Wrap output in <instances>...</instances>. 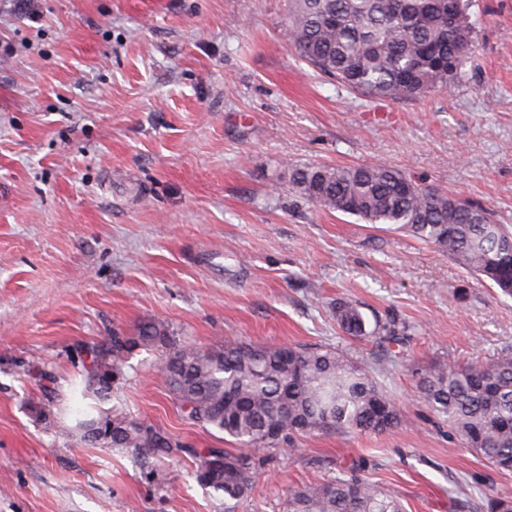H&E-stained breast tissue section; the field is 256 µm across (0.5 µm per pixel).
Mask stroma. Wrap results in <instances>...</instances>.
I'll list each match as a JSON object with an SVG mask.
<instances>
[{"label":"stroma","mask_w":512,"mask_h":512,"mask_svg":"<svg viewBox=\"0 0 512 512\" xmlns=\"http://www.w3.org/2000/svg\"><path fill=\"white\" fill-rule=\"evenodd\" d=\"M289 0H0V512H287L291 487L350 472L406 512L512 495L418 398L440 360L512 351V297L405 231L317 208L295 167L377 162L512 226V0H472L475 46L447 89L366 101L288 45ZM384 433L294 436L232 507L193 470L222 433L182 413L159 353L128 360L114 404L183 444L144 479L81 441L89 351L145 320L183 341L336 348L377 368ZM69 393L58 417L47 383ZM335 318L338 327L347 334L355 337L369 336L366 322L356 305L342 303L336 307Z\"/></svg>","instance_id":"stroma-1"}]
</instances>
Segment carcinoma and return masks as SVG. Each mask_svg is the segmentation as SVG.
Returning <instances> with one entry per match:
<instances>
[{"mask_svg":"<svg viewBox=\"0 0 512 512\" xmlns=\"http://www.w3.org/2000/svg\"><path fill=\"white\" fill-rule=\"evenodd\" d=\"M470 0H291L288 42L322 74L368 99L392 101L447 89L461 75L474 44ZM292 183L315 206L391 225L436 246L483 282L512 296V230L478 206L421 187L377 163L292 169ZM336 324L369 336L358 307H336ZM405 336L388 331L383 363L400 361ZM160 351L156 363L181 411L247 448H211L198 462L202 486L239 501L256 489L260 455L295 435L382 433L396 427L395 399L372 373L343 352L301 345L183 342L163 323H142L135 335L112 331L111 346L84 366L82 396L98 415L76 422L86 435L100 420L112 434L97 441L121 449L150 477L153 460L181 444L110 405L123 367L137 349ZM419 399L448 421L461 444L499 471H512V351L490 364L440 361L419 380ZM288 512H405L400 499L350 474L288 492ZM471 512H512V496L474 503Z\"/></svg>","mask_w":512,"mask_h":512,"instance_id":"1","label":"carcinoma"}]
</instances>
